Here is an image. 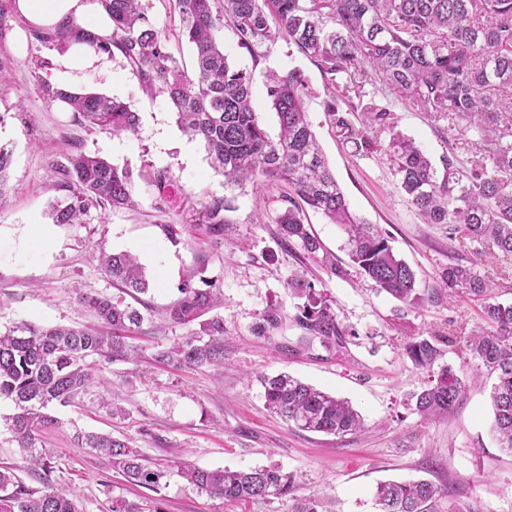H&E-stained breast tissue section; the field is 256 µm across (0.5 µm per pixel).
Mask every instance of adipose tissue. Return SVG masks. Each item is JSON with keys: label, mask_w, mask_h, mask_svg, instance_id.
Returning <instances> with one entry per match:
<instances>
[{"label": "adipose tissue", "mask_w": 512, "mask_h": 512, "mask_svg": "<svg viewBox=\"0 0 512 512\" xmlns=\"http://www.w3.org/2000/svg\"><path fill=\"white\" fill-rule=\"evenodd\" d=\"M15 13L26 27L52 30L73 21L99 35L112 27L97 0H16Z\"/></svg>", "instance_id": "ef3b65f1"}]
</instances>
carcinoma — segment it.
I'll list each match as a JSON object with an SVG mask.
<instances>
[{
	"mask_svg": "<svg viewBox=\"0 0 512 512\" xmlns=\"http://www.w3.org/2000/svg\"><path fill=\"white\" fill-rule=\"evenodd\" d=\"M112 18L107 36L68 23L54 31L32 28V42L62 52L72 41L97 53H119L140 76L149 94L166 96L176 110L181 131L203 143L211 166L227 187L246 180L288 184V207L277 217L278 234L288 247L300 249L299 261L319 258L322 246L305 223V209L342 227L349 257L379 290L409 305L426 300L412 268L399 259L388 236L374 224L356 218L328 166L307 116L310 96L302 70L273 73L267 95L279 125L271 138L256 120L251 74L233 67L220 33L231 29L238 43L253 53L283 35L298 53L313 60L336 87L325 111L346 139L369 146L371 134L393 128L391 112L364 101L363 84L386 88L400 103H410L433 118L450 121L444 133L461 141L479 135V155L459 159L453 145L442 156V169L414 141L396 133L389 148L400 189L425 224H446L465 239L512 258V0H176L180 35L192 44L194 71L181 68L170 53L168 36L157 30L142 0H98ZM15 0H0V38L10 29ZM345 79L340 84L339 79ZM44 98L65 100L75 118L114 136L138 134L131 106L104 94H68L42 82ZM348 102L350 120L339 110ZM14 145L0 140V201L9 189ZM67 163H52V187L62 193L52 205L55 224H85L91 213L135 205V177L97 154L76 150ZM231 200L212 197L199 203L193 226L214 239H224V212ZM103 272L112 279L110 296H86L102 327H38L20 323L0 331V401L13 412L0 419L26 458L40 486L25 483L8 467H0V512H79L72 492L51 480L52 457L41 434L58 420L52 406H68L91 386L96 362L134 361L138 353L128 333L150 320L151 305L142 299L149 283L143 267L127 252L100 253ZM439 280L442 288L483 301L484 326L466 337L463 348L475 371L496 375L491 393L493 432L500 447L512 451V303L492 296L490 280L471 266L450 263ZM198 288L185 282L180 297L166 312L183 324L211 312L223 302L215 283ZM289 288L300 300L293 316L302 340L329 349L343 348L355 333L338 319L332 303L309 280L298 277ZM284 316L276 306L258 322L261 336L279 329ZM207 339L190 338L155 354L174 368L224 366V318L203 323ZM439 336H412L404 350L415 368L432 373L428 385L410 395L414 413L428 420L451 412L461 401L465 383L448 365L434 370L442 357ZM267 407L288 425L305 432L355 435L364 428L349 401L319 390L287 373L262 378ZM74 442L100 459L127 482L156 492L168 471L151 467L129 440L110 433L76 432ZM181 477L200 493L245 505L289 497L292 512H321L320 497L294 496L298 475L278 466L208 470L179 465ZM447 489L429 480L385 482L377 487V512H437Z\"/></svg>",
	"mask_w": 512,
	"mask_h": 512,
	"instance_id": "obj_1",
	"label": "carcinoma"
}]
</instances>
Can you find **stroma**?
Wrapping results in <instances>:
<instances>
[{
    "label": "stroma",
    "mask_w": 512,
    "mask_h": 512,
    "mask_svg": "<svg viewBox=\"0 0 512 512\" xmlns=\"http://www.w3.org/2000/svg\"><path fill=\"white\" fill-rule=\"evenodd\" d=\"M146 4L180 65L193 70V51L177 37L173 0ZM13 40L12 34L0 40V53L14 60L8 79L0 84V112L7 115L0 138L15 146L11 190L0 202V326L97 325L95 313L78 295L112 294L98 253L126 251L134 242L144 248L139 260L155 319H162L183 282L206 279L224 292V368L174 370L156 363L157 349L202 334L198 320L168 324L159 334L133 337L139 362L100 367L111 399L125 408V416L102 409L96 387L70 406L53 407L60 424L44 435L55 465L52 478L71 489L80 512H110L118 498L134 502L140 512L292 510L286 497L241 506L198 493L177 473L183 461L204 469L280 465L301 474V494L322 496L328 512H376L373 493L379 482L419 479L447 486L440 512H512V453L500 448L492 433L491 380L468 381L455 410L429 422L407 404L408 394L428 382L427 372L414 368L405 354L409 337H452V344L442 347L441 362L462 375L466 357L456 339L482 321L479 302L438 291L443 267L476 265L495 280L498 300L512 302V261L482 253L480 245L449 233L447 225L422 223L397 186L388 148L392 133L413 139L437 162L448 151L440 123L379 92L372 100L391 109L395 130L377 133L370 149H356L337 137L329 122L324 102L330 87L313 61L282 37L255 56L239 45L232 30L224 32L230 63L252 76L254 110L269 136L278 134L267 96L269 74L291 68L305 73L311 91L309 120L352 212L389 235L394 252L415 270L419 288L433 296L408 307L377 291L351 265L346 234L320 214L308 213L307 220L344 273L335 276L318 263L299 262L277 236L276 219L287 206L285 187H225L223 177L210 167L203 143L181 132L168 98L146 95L121 56L110 57L109 67L88 68L72 80L80 91L117 98L137 112V135L115 137L78 124L72 112L44 98L41 83L58 70L59 52L30 44L19 55ZM74 143L133 171L136 208L98 212L86 224L53 223L50 166ZM160 170L174 179L162 191L153 183ZM211 196L227 197L233 205L218 242L188 226L200 201ZM165 224L186 225L180 242L164 236ZM35 225L46 232L36 246L29 241ZM298 276L331 300L339 319L354 331L345 348L301 343L292 321L297 300L288 286ZM271 306L282 310V328L255 335L261 313ZM283 371L348 399L361 413L364 429L339 437L289 427L267 408L260 383L262 376ZM78 429L130 438L151 462L168 469L166 483L156 493L126 484L106 463L75 446Z\"/></svg>",
    "instance_id": "obj_1"
}]
</instances>
